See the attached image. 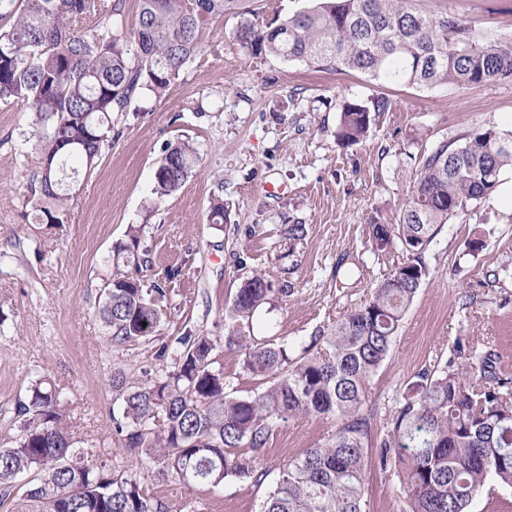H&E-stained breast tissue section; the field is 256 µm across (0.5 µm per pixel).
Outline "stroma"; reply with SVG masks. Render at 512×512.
<instances>
[{
    "label": "stroma",
    "mask_w": 512,
    "mask_h": 512,
    "mask_svg": "<svg viewBox=\"0 0 512 512\" xmlns=\"http://www.w3.org/2000/svg\"><path fill=\"white\" fill-rule=\"evenodd\" d=\"M448 13L486 36L512 35V0H415ZM236 21L205 32V52L163 98L143 95L134 111L113 114L123 137L102 150L81 178L59 229L25 216L37 155L28 137L33 116L0 100V444L15 433V405L32 381H51L72 415L82 447L109 450L127 462L112 426V376L137 384L174 370L180 339L204 334L223 343L230 393L255 392L237 347L225 343L224 313L241 283L261 274L274 291L255 313L250 333L295 342L335 322L364 301L390 270L369 241L373 224L393 223L414 186L425 146L486 124L512 129V83L419 88L360 73H323L272 55H253L232 36ZM382 95L390 111L376 115L367 137L342 146L336 128L344 101ZM190 142L200 167L177 193L156 201L151 188L167 144ZM282 189L271 195L265 183ZM221 198L227 223L209 222ZM305 224L297 245L287 225ZM145 227L152 265L147 281L166 280L167 319L155 340L112 342L99 314L109 258L128 225ZM478 239L479 251L466 252ZM429 276L409 308L388 360L365 402L382 424L399 391L424 365L447 358L456 337L493 347L512 364V169L489 200L443 226L426 252ZM169 354L158 360L159 344ZM333 421L297 416L280 422L258 455L271 477L301 450L321 444ZM146 483L184 512H258L266 488L248 481L189 487L156 464ZM369 512H401L404 492L377 470L366 477Z\"/></svg>",
    "instance_id": "1"
}]
</instances>
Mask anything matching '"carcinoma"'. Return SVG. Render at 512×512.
Masks as SVG:
<instances>
[{"label":"carcinoma","instance_id":"1","mask_svg":"<svg viewBox=\"0 0 512 512\" xmlns=\"http://www.w3.org/2000/svg\"><path fill=\"white\" fill-rule=\"evenodd\" d=\"M263 0H137L131 25L125 0H0V99L34 114L39 154L26 202L35 224L59 229L81 174L124 128L142 94L163 97L202 55L200 36L216 18L237 19L233 39L255 55L299 61L323 71H357L375 80L424 88L512 82V37L488 39L448 15H431L411 0H314L264 27ZM368 106L342 105L336 139L356 144L368 134ZM410 201L394 224L371 225L372 249L402 259L332 326L297 344L242 334L267 303L272 283L255 275L237 289L225 321L228 341L261 390L227 391L220 346L210 337H181L177 369L143 385L112 377L115 433L133 462L116 472L112 456L76 445L70 415L54 387L37 379L14 411L15 436L0 446V508L9 512H172L144 486L145 458L187 485L249 480L269 471L257 453L291 416L336 420L318 446L288 460L259 512H365L366 474L374 465L402 485L405 512H471L478 499L512 506V372L491 347L456 338L448 360L421 369L373 430L367 385L387 360L405 315L428 277L425 254L450 220L490 198L512 167V130L480 127L423 151ZM200 156L190 144L170 146L152 193L164 199L193 173ZM144 225L130 224L110 256L100 316L112 341L150 340L164 315L167 289L144 287L150 267ZM24 488L16 497L17 487Z\"/></svg>","mask_w":512,"mask_h":512}]
</instances>
